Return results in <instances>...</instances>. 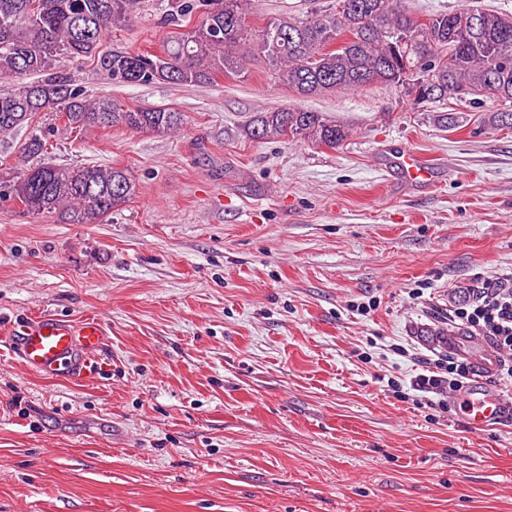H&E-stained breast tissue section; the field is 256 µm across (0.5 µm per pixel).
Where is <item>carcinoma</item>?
<instances>
[{
  "mask_svg": "<svg viewBox=\"0 0 512 512\" xmlns=\"http://www.w3.org/2000/svg\"><path fill=\"white\" fill-rule=\"evenodd\" d=\"M146 0H0V76L41 79L0 93V136L29 130L21 166L0 168V202L32 215L60 214L70 224H102L136 196L128 170L110 165L65 167L42 161L47 141L42 117L70 132L88 127L124 128L169 135L181 114L137 108L109 94L91 97L54 73L63 58L97 60L112 83L212 84L247 73L241 47L271 77L302 98L372 83L405 88L417 104H434V122L456 126L448 102L476 108L494 98L512 101V15L467 8L413 16L403 0H326L311 19H270L252 32L245 25L248 0H158L163 22L175 31L160 55L149 51H99L103 37L145 8ZM200 21L182 27L194 17ZM254 140L293 139L339 148L349 129L319 112L287 106L256 113L244 126Z\"/></svg>",
  "mask_w": 512,
  "mask_h": 512,
  "instance_id": "1",
  "label": "carcinoma"
}]
</instances>
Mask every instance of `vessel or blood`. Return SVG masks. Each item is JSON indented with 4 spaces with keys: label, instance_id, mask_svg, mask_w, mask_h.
<instances>
[{
    "label": "vessel or blood",
    "instance_id": "vessel-or-blood-1",
    "mask_svg": "<svg viewBox=\"0 0 512 512\" xmlns=\"http://www.w3.org/2000/svg\"><path fill=\"white\" fill-rule=\"evenodd\" d=\"M400 164L413 182L427 183L433 177L432 168L411 152H402ZM105 341V329L96 318L73 321L44 314L16 324L7 344L33 374L85 380L97 378L107 371L108 365L101 356ZM448 349L460 357L477 360L481 368V377L476 378L465 395L468 402L465 415L469 424L481 429L501 421L506 411L504 398L484 380L485 375L497 369L495 353L480 338L458 332L449 334Z\"/></svg>",
    "mask_w": 512,
    "mask_h": 512
}]
</instances>
